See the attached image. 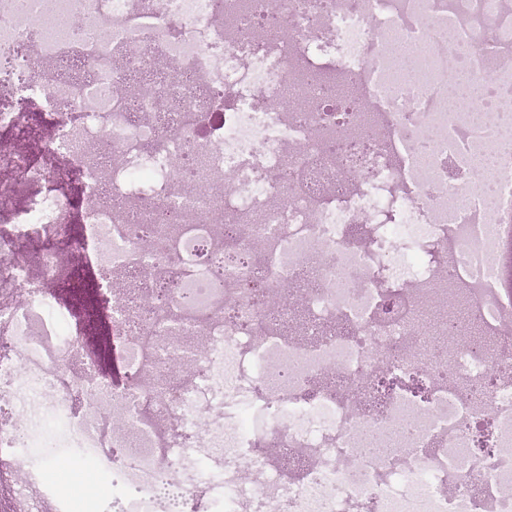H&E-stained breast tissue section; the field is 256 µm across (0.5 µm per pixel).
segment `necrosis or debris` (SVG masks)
<instances>
[{
	"label": "necrosis or debris",
	"instance_id": "4bbe7bcc",
	"mask_svg": "<svg viewBox=\"0 0 512 512\" xmlns=\"http://www.w3.org/2000/svg\"><path fill=\"white\" fill-rule=\"evenodd\" d=\"M0 92L1 485L48 441L104 512H512L502 0H0ZM66 254L119 376L37 330Z\"/></svg>",
	"mask_w": 512,
	"mask_h": 512
}]
</instances>
